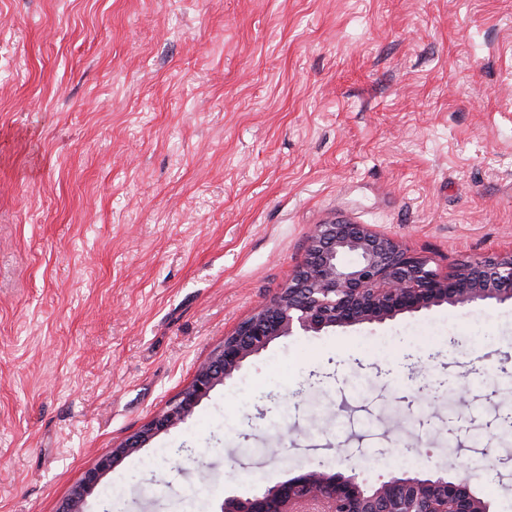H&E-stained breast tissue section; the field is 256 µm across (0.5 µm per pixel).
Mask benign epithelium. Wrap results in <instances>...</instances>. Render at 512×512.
<instances>
[{
  "mask_svg": "<svg viewBox=\"0 0 512 512\" xmlns=\"http://www.w3.org/2000/svg\"><path fill=\"white\" fill-rule=\"evenodd\" d=\"M345 253L356 254L359 261L343 264ZM492 300L512 301V247L467 260L448 275L434 269L428 258L409 253L363 224H319L288 284L224 337L172 404L103 455L58 512H85L87 496L104 475L160 433L186 422L216 386L277 339ZM482 466L481 460L465 466L450 461L429 472H391L370 485L357 463L343 472L311 464L299 475L247 496L225 497L217 512H312L313 506L319 512H492L473 476Z\"/></svg>",
  "mask_w": 512,
  "mask_h": 512,
  "instance_id": "7a95c632",
  "label": "benign epithelium"
}]
</instances>
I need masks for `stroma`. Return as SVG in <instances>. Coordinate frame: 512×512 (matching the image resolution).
Returning <instances> with one entry per match:
<instances>
[{"instance_id":"35a3bbf8","label":"stroma","mask_w":512,"mask_h":512,"mask_svg":"<svg viewBox=\"0 0 512 512\" xmlns=\"http://www.w3.org/2000/svg\"><path fill=\"white\" fill-rule=\"evenodd\" d=\"M333 220L512 247V0H0V512H58ZM506 372L508 301L283 337L85 509L483 459L512 512Z\"/></svg>"}]
</instances>
